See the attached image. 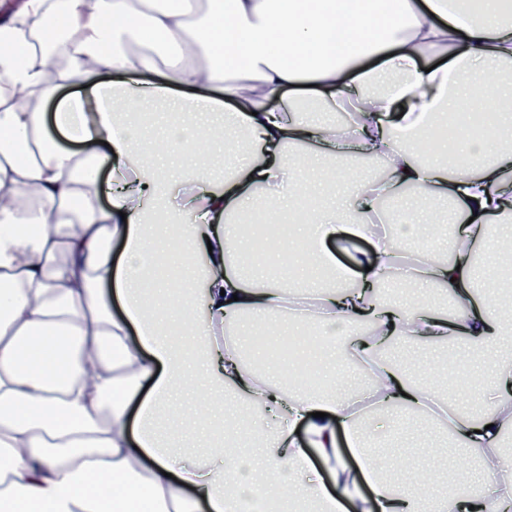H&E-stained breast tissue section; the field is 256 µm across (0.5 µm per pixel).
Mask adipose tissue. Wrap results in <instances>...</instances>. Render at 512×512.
<instances>
[{"label": "adipose tissue", "mask_w": 512, "mask_h": 512, "mask_svg": "<svg viewBox=\"0 0 512 512\" xmlns=\"http://www.w3.org/2000/svg\"><path fill=\"white\" fill-rule=\"evenodd\" d=\"M437 57L442 65L427 68ZM506 67L512 0H27L0 24V191L16 199L0 205V512H248L253 498L261 512H460L454 496L418 495L421 477L384 481L356 405L367 391L337 392L328 362L370 361L376 403L425 414L448 406L437 383L464 389L469 378L442 368L433 384L414 383L380 357L383 343L451 338L483 350L512 340V318L489 287L512 252ZM141 71L151 80H98ZM64 87L82 94L61 100L48 124L43 107ZM480 93L491 111L471 108ZM153 102L176 116L158 137L131 120ZM315 104L348 107L357 120L324 136ZM463 116L471 133L445 141L443 125ZM216 120L232 172L209 189L200 146ZM369 145L386 163L381 186H351L345 169L326 179V159ZM186 154L195 172L181 178L174 208L166 161ZM273 185L284 195L251 210L256 190ZM347 186L339 225L321 201ZM409 186L419 204L396 210L395 236L376 234L366 219L374 193L398 199ZM436 200L452 203V257L417 251L414 285L453 297L458 315L372 302L373 287L393 278L395 239L420 236ZM285 210L291 222L273 252L300 241L303 254L244 278L250 250L234 216L257 228ZM343 230L372 241L347 268L328 248ZM292 300L305 303L303 317L289 316ZM284 314L325 340L316 384L295 377L293 395L279 376L243 367L239 338H216L227 322L268 327ZM490 373L480 392L492 411L454 415L448 432L482 452L475 512H512V487L499 482L512 465L499 451L512 365ZM191 387L203 400L179 405L175 393ZM236 402L275 421L249 430L254 456L218 443L210 458L181 465L180 446L159 428L162 409L182 406L220 428V410ZM310 447L332 487L309 470Z\"/></svg>", "instance_id": "adipose-tissue-1"}]
</instances>
